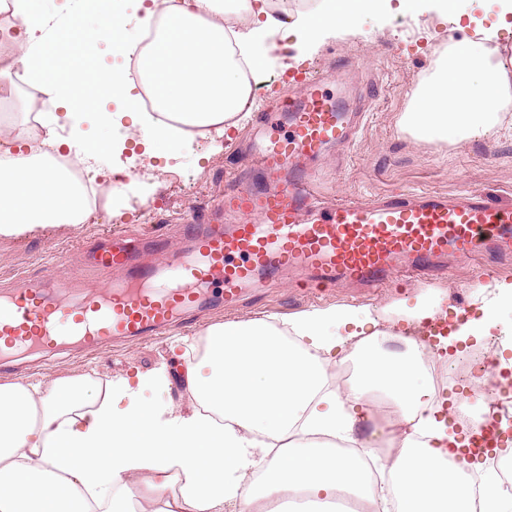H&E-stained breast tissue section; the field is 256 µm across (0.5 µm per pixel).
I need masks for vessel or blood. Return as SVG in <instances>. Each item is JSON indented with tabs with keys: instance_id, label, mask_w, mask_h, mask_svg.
I'll return each instance as SVG.
<instances>
[{
	"instance_id": "vessel-or-blood-1",
	"label": "vessel or blood",
	"mask_w": 512,
	"mask_h": 512,
	"mask_svg": "<svg viewBox=\"0 0 512 512\" xmlns=\"http://www.w3.org/2000/svg\"><path fill=\"white\" fill-rule=\"evenodd\" d=\"M288 81L302 96L284 106L287 132L269 131L252 149L261 185L243 183L216 203L235 224L184 225L187 247L160 264L134 265L121 244L103 248L90 266L107 277L125 269L128 277L79 294L70 280L0 295V338H9L11 350L49 352L74 336L92 351L109 337L146 336L179 326L203 303L205 289L219 288L230 303L287 272L308 288H381L395 273L421 282L424 270L450 256H512V202L482 194L420 191L318 206L307 162L353 140L363 117L345 93H324L327 75L292 68ZM504 443L488 418L469 431L467 454L480 458Z\"/></svg>"
}]
</instances>
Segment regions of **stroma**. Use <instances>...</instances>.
Instances as JSON below:
<instances>
[{
	"instance_id": "35a3bbf8",
	"label": "stroma",
	"mask_w": 512,
	"mask_h": 512,
	"mask_svg": "<svg viewBox=\"0 0 512 512\" xmlns=\"http://www.w3.org/2000/svg\"><path fill=\"white\" fill-rule=\"evenodd\" d=\"M450 29L438 13L417 7L391 13L385 21L366 13L354 33L326 41L308 58V65L324 74L338 63H351L347 92L353 109L364 115L356 141L334 148L312 169L325 204L351 195L371 198L411 191L448 194L469 189L499 200L512 196V105L494 133L458 143L421 141L401 129L402 116L419 83L436 69ZM49 62L70 73L75 95L86 105L82 128L87 138H97L100 131L94 113L122 109L110 87L98 80L97 71L121 64V56L110 42L97 39L82 60L54 55ZM253 132V123L238 127L222 138L218 152L205 139L173 158L143 155L142 164L154 169L157 179L148 193L127 199L121 215H95L77 226L55 224L0 235V291L16 287L22 279L50 274L59 279L72 277L82 270L83 249L112 232L153 238L155 255L160 258L178 247L181 217L223 223V212L213 208L214 196L236 189L243 181L260 180L251 167ZM495 280L512 283V264L487 272L481 262L452 259L441 275L421 287L397 278L390 287L372 294L339 287L316 300L283 275L268 282L264 294L248 290L233 303L213 301L190 311L181 327L161 336L116 338L91 357L66 345L47 357L15 359L0 366V382H47L60 376L90 375L100 385L172 362V340H182V353H190L198 348L209 326L269 315L282 318L316 307L354 306L364 310L377 329L385 330L399 312L414 308L418 296L426 292L441 298V312L447 317H454L460 309L472 317L480 306L475 298L479 285Z\"/></svg>"
}]
</instances>
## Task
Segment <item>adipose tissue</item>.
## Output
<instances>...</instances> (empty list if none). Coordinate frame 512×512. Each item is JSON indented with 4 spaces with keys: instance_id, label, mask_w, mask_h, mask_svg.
<instances>
[{
    "instance_id": "obj_1",
    "label": "adipose tissue",
    "mask_w": 512,
    "mask_h": 512,
    "mask_svg": "<svg viewBox=\"0 0 512 512\" xmlns=\"http://www.w3.org/2000/svg\"><path fill=\"white\" fill-rule=\"evenodd\" d=\"M253 24L237 35L251 67L243 78L225 53L224 0H174L163 12L147 9L138 29L158 22L154 45L141 58V76L153 92L163 123L139 110L127 95L125 112H101L100 130L131 118L147 149L176 152L194 129L223 136L251 112L250 86L261 83L276 41L291 43L299 55L351 32L360 11L391 8V0H323L318 12L283 20L266 0H242ZM498 20L484 42L449 40L432 77L416 89L403 130L426 140L451 142L491 133L512 101V75L494 60L489 41L512 33V0H498ZM0 13L22 24L21 44L9 66L0 68V99L13 97L10 79L20 68L46 91V111L37 113L40 132L15 127L19 144L0 147V235L52 224H82L91 210L68 175L49 160L53 148L68 149L74 164L99 165L108 151L126 145L99 139L84 144L70 113L69 134L58 130L56 108L70 98L69 77L53 70V53L80 57L88 40L76 23L40 10L35 0H0ZM499 296L483 302L479 317L465 320L440 347L481 341L500 323V309L512 308V283H498ZM295 342L266 319L211 326L195 363L176 371L136 373L89 400L83 378L61 377L49 384L0 383V512H139L133 486L149 488L154 512H283L281 498H304L313 512H326L345 493L383 512H472L471 474L479 461L456 462L460 442L422 380L419 355L381 350L364 335L363 313L330 306L288 315ZM357 361V375L342 393L325 388V366L336 355ZM198 405L189 414H168L145 404L148 389L171 382ZM391 401L396 453L378 455L387 479L376 482L354 451L364 446L369 400ZM260 470V490L243 477ZM182 475L170 494L174 475Z\"/></svg>"
}]
</instances>
